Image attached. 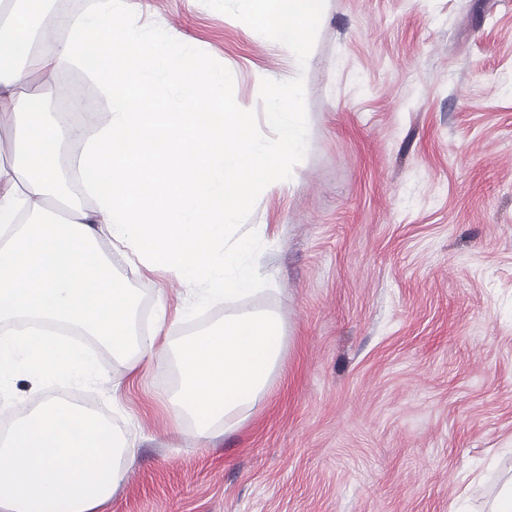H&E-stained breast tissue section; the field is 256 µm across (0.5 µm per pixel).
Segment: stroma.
I'll list each match as a JSON object with an SVG mask.
<instances>
[{
  "mask_svg": "<svg viewBox=\"0 0 512 512\" xmlns=\"http://www.w3.org/2000/svg\"><path fill=\"white\" fill-rule=\"evenodd\" d=\"M315 7L297 51L239 0H137L134 35L207 58L260 144L280 136L267 88L302 82L307 148L234 220L255 237L257 290L178 320L184 285L119 266L138 323L171 345L264 310L283 322L284 354L252 416L202 441L164 408L172 366L115 396L126 370L98 347L89 392L137 448L98 512H484L512 476V0ZM59 82L107 121L97 76ZM75 390L18 375L0 423Z\"/></svg>",
  "mask_w": 512,
  "mask_h": 512,
  "instance_id": "1",
  "label": "stroma"
}]
</instances>
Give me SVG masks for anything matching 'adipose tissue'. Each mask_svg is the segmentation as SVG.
Listing matches in <instances>:
<instances>
[{
    "label": "adipose tissue",
    "instance_id": "adipose-tissue-1",
    "mask_svg": "<svg viewBox=\"0 0 512 512\" xmlns=\"http://www.w3.org/2000/svg\"><path fill=\"white\" fill-rule=\"evenodd\" d=\"M39 2L0 0V120L15 129L12 163L0 167V320L29 322L0 332V388L19 372L36 386L98 381L96 358L55 335L58 327L81 330L130 370L163 360L157 337L136 327L137 296L115 260L164 269L187 286L181 317L252 291L260 281L254 238H231L229 219L256 188L287 179L289 157L306 146L300 84L269 89L266 119L281 136L260 149L222 75L188 45L162 33L131 38L132 0H93L64 41L50 38L57 20H44L38 50ZM243 3L281 46L299 49L314 35V0ZM71 66L100 77L110 100L111 121L96 132L43 118L27 91ZM174 93L181 107L172 106ZM64 139L78 149L76 169L95 207L67 200L60 217L47 201L60 195L54 156ZM283 341L280 320L258 311L226 315L187 337L172 359L176 419L192 418L203 440L216 425L243 423L268 392ZM135 455L96 411L45 402L0 443V512H96Z\"/></svg>",
    "mask_w": 512,
    "mask_h": 512
}]
</instances>
